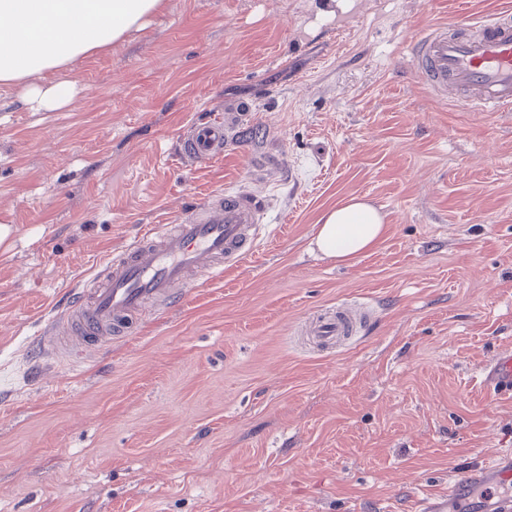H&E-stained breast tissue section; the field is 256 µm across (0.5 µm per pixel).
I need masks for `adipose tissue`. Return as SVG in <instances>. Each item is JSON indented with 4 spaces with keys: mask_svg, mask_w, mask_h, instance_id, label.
Masks as SVG:
<instances>
[{
    "mask_svg": "<svg viewBox=\"0 0 512 512\" xmlns=\"http://www.w3.org/2000/svg\"><path fill=\"white\" fill-rule=\"evenodd\" d=\"M161 0H0V84L21 85L22 103L34 112L61 108L62 83H36L48 71L110 47L141 28ZM384 216L358 197L337 203L317 227L314 244L326 259L348 265L376 249Z\"/></svg>",
    "mask_w": 512,
    "mask_h": 512,
    "instance_id": "obj_1",
    "label": "adipose tissue"
}]
</instances>
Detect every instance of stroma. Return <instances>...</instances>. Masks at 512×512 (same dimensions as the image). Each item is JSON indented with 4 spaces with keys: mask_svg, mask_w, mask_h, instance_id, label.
I'll list each match as a JSON object with an SVG mask.
<instances>
[{
    "mask_svg": "<svg viewBox=\"0 0 512 512\" xmlns=\"http://www.w3.org/2000/svg\"><path fill=\"white\" fill-rule=\"evenodd\" d=\"M165 0L143 29L43 74L54 112L0 87V512H416L512 450V394L479 378L512 346V109L431 96L409 43L512 0ZM253 99L265 140L199 168L179 131ZM280 168L252 179L254 153ZM248 187L256 250L94 361L37 351L66 286L143 228ZM360 196L381 245L311 249ZM357 300L364 335L313 350L301 323Z\"/></svg>",
    "mask_w": 512,
    "mask_h": 512,
    "instance_id": "35a3bbf8",
    "label": "stroma"
}]
</instances>
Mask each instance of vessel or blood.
Listing matches in <instances>:
<instances>
[{
  "mask_svg": "<svg viewBox=\"0 0 512 512\" xmlns=\"http://www.w3.org/2000/svg\"><path fill=\"white\" fill-rule=\"evenodd\" d=\"M411 62L426 89L439 98H454L466 109L493 112L512 106V12L465 21L459 34L440 24L414 43ZM256 106L241 100L223 112L195 119L178 135L183 163L201 166L240 145L247 125L256 124ZM265 200L236 190L204 200L177 224L152 226L113 256L100 276L76 288L66 309L57 314L42 340L44 349L69 350L78 342L88 357L128 337L133 319L146 302L156 307L181 305L189 288L204 278L241 263L252 254L266 215ZM372 316L369 308L341 303L319 313L305 326L318 348L327 350L357 334ZM487 387L512 390V348L488 367ZM512 477L491 460L454 475L446 493L422 501V512H447L448 501L479 487L490 512H512V499L494 501L493 488Z\"/></svg>",
  "mask_w": 512,
  "mask_h": 512,
  "instance_id": "vessel-or-blood-1",
  "label": "vessel or blood"
}]
</instances>
